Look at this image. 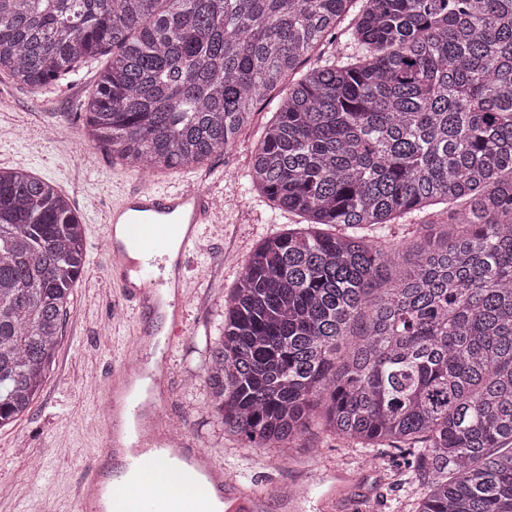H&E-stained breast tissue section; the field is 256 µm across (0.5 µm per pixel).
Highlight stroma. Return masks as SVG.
<instances>
[{"mask_svg": "<svg viewBox=\"0 0 512 512\" xmlns=\"http://www.w3.org/2000/svg\"><path fill=\"white\" fill-rule=\"evenodd\" d=\"M95 79V69H87L41 98L0 81V161L48 179L68 194L85 225L87 244L86 270L74 287L43 388L25 414L0 427V487L13 489L12 495H0V512H64L84 468L103 454L105 440L97 427L101 389L122 363L139 325L151 323L109 282L99 236L113 191L144 185L166 192L190 181L223 201L224 232L215 236L201 228L198 244L181 257L189 298L184 332L167 362L170 419L181 423L190 444L257 492H265V476L284 483L303 476L306 498L297 512H315L323 474L341 463L360 475L345 498V512H398L415 491L398 459L378 463L317 430L280 452L255 448L242 436L225 433L205 402L208 345L219 334L225 297L253 247L296 222L294 215L272 213L245 176L269 112L256 114L231 153L150 176L113 163L83 141L74 108Z\"/></svg>", "mask_w": 512, "mask_h": 512, "instance_id": "1", "label": "stroma"}]
</instances>
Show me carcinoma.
<instances>
[{"instance_id":"1","label":"carcinoma","mask_w":512,"mask_h":512,"mask_svg":"<svg viewBox=\"0 0 512 512\" xmlns=\"http://www.w3.org/2000/svg\"><path fill=\"white\" fill-rule=\"evenodd\" d=\"M344 20L350 50H323ZM101 56L76 110L131 168L228 154L275 106L247 177L302 227L224 300V430L390 448L407 512H512V0H0V76L40 96ZM431 208L448 222L418 225L391 282L382 232ZM84 243L62 189L0 167L1 427L55 360Z\"/></svg>"}]
</instances>
